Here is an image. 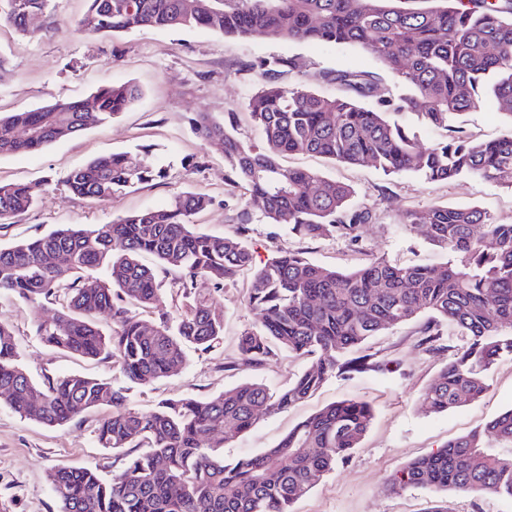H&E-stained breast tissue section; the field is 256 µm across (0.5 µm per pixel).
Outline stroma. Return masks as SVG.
<instances>
[{"instance_id": "1", "label": "stroma", "mask_w": 512, "mask_h": 512, "mask_svg": "<svg viewBox=\"0 0 512 512\" xmlns=\"http://www.w3.org/2000/svg\"><path fill=\"white\" fill-rule=\"evenodd\" d=\"M87 7V0H52L26 35L0 26V111L35 109L58 98L87 101L107 82L134 83L142 96L105 124L35 152L0 156V181L26 183L36 195L31 209L0 224V248L65 226L93 229L131 212L163 206L185 190L212 199L195 216L196 224L214 235L234 233L236 213L224 205L228 198L224 151L219 144L201 139L191 119L205 112L220 120L225 112L235 111L239 137L258 142L259 133L245 109L257 81L244 65L255 58L298 57L302 69L286 75L285 83L303 81L328 95L336 94L337 87L322 80L325 71H365L375 77L380 91L394 87L380 62L350 46L227 37L204 29H146L114 37L70 34L71 22L82 17ZM460 123L478 140H494L512 130V122L487 97ZM119 152L164 166L167 179L131 188L108 203L75 197L64 186L72 169ZM282 163L348 184L354 202L371 210L372 221L354 247L341 238L305 239L284 225L253 222L247 240L258 265L280 250L306 252L317 263L336 269L378 256L404 264L443 262V253L422 234L399 225L401 212L413 207L477 206L493 212L500 223H512V190L480 180L431 182L409 173L387 176L370 164L349 167L310 154L289 155ZM213 299L224 314L220 344L207 352H189L187 367L176 375L134 386L129 394L131 406L147 412L166 398H204L246 380L278 390L304 368L303 360L282 351L260 367L224 370V362L236 354L239 334L252 325L253 315L244 282L226 285ZM53 314V307L38 312L31 303L0 292V323L12 328L21 346V365L30 378L41 385L50 378L80 374L123 384L111 360L73 357L41 343L35 320ZM419 329V322L413 321L371 338L364 350L386 361L384 371L330 378L309 400L264 416L248 432L226 443L225 459L273 447L323 407L355 398L370 402L374 409L361 446L297 501L292 512H428L443 502L449 512H512V498L504 496L444 495L412 488L399 494L386 492L387 479L408 463L481 429L512 408V358L502 357L488 371L481 397L442 414L422 412L420 395L447 364L449 350L460 349L465 340L454 330L444 329L443 351L429 353L419 345ZM104 415L99 409L65 425L49 426L0 402V512H60L47 483L48 473L56 468L91 465L106 477L121 470L122 454L100 447L93 433Z\"/></svg>"}]
</instances>
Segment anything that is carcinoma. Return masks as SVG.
<instances>
[{
  "mask_svg": "<svg viewBox=\"0 0 512 512\" xmlns=\"http://www.w3.org/2000/svg\"><path fill=\"white\" fill-rule=\"evenodd\" d=\"M50 0H0V25L29 32V17ZM73 31L122 35L145 28H205L224 36L359 47L380 60L398 92H379L367 72L339 70L321 78L345 90L325 96L300 82L289 55L245 64L258 85L246 110L261 144L243 141L236 115L192 118L201 137L224 149L230 197L244 201L237 232L205 233L193 217L211 199L174 195L163 209L120 216L96 229L61 228L0 248V292L57 307L36 322L45 345L83 358H110L126 379L148 383L180 371L187 351L216 347L224 315L213 293L248 278L251 327L238 338V357L224 370L261 365L276 350L307 361L287 387L272 391L244 382L208 398L168 399L149 413L129 407L126 389L70 374L38 388L24 371L12 329L0 323V399L16 413L61 426L100 408L98 444L125 453L112 478L91 466L48 474L61 512H291V506L362 443L373 419L367 401L334 402L292 428L274 447L224 461V441L249 431L267 414L312 397L332 376L380 372L372 354L351 356L384 331L430 315L420 346L439 349L441 324L468 338L424 390L420 408L441 414L486 390L485 373L512 357V224L478 207L431 205L407 210L400 223L425 233L443 250L437 265L401 266L374 257L350 271L325 267L301 252H279L253 264L246 233L250 205L267 224H286L310 239L337 237L355 245L371 210L354 204L353 189L317 172L285 167L281 157L310 153L347 166L373 164L386 174L414 173L431 181L476 178L512 190V133L479 141L457 125L487 89L512 120V3L509 0H430L428 8H397L396 0H88ZM141 96L132 83H107L84 101L56 99L31 110L0 114V155L37 151L129 109ZM441 133L429 147L417 129ZM165 178L161 168L129 152L99 156L67 174L75 196L110 201L126 190ZM24 183L0 184V222L31 209ZM103 271V277H93ZM179 314L162 312L160 274ZM97 287H87L90 278ZM210 284L198 287V282ZM158 311V317L149 312ZM112 319L102 330L100 314ZM224 431L215 433L212 422ZM393 492L497 493L512 497V408L479 431L448 441L387 483Z\"/></svg>",
  "mask_w": 512,
  "mask_h": 512,
  "instance_id": "1",
  "label": "carcinoma"
}]
</instances>
